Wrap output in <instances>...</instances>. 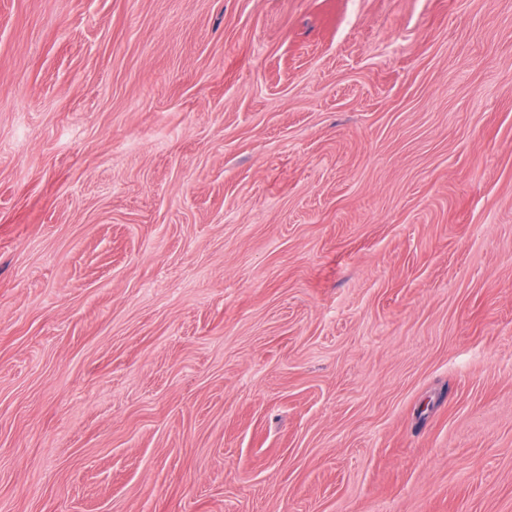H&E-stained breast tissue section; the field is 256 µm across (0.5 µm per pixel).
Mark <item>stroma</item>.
Here are the masks:
<instances>
[{
  "label": "stroma",
  "instance_id": "obj_1",
  "mask_svg": "<svg viewBox=\"0 0 512 512\" xmlns=\"http://www.w3.org/2000/svg\"><path fill=\"white\" fill-rule=\"evenodd\" d=\"M0 512H512V0H0Z\"/></svg>",
  "mask_w": 512,
  "mask_h": 512
}]
</instances>
